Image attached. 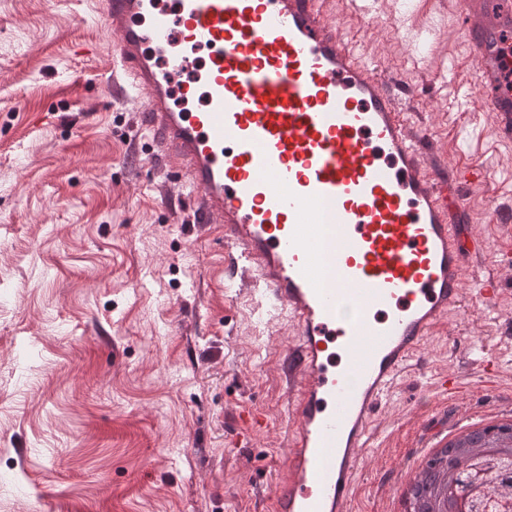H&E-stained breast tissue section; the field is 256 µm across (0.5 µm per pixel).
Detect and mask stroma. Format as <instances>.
I'll return each mask as SVG.
<instances>
[{
    "mask_svg": "<svg viewBox=\"0 0 512 512\" xmlns=\"http://www.w3.org/2000/svg\"><path fill=\"white\" fill-rule=\"evenodd\" d=\"M343 34L398 79L429 158L469 164L461 187L473 264L461 314L426 342L375 417L354 512H393L392 490L456 429L512 417V239L490 220L512 201V143L494 135L462 39L458 0H379L373 21L326 0ZM97 0H0V512H267L288 463L296 329L225 273L213 225L150 155L139 104L108 84L117 64ZM499 359L494 387L482 363ZM455 371L463 395L438 396Z\"/></svg>",
    "mask_w": 512,
    "mask_h": 512,
    "instance_id": "1",
    "label": "stroma"
}]
</instances>
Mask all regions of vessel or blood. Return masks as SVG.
Returning <instances> with one entry per match:
<instances>
[{
    "instance_id": "1",
    "label": "vessel or blood",
    "mask_w": 512,
    "mask_h": 512,
    "mask_svg": "<svg viewBox=\"0 0 512 512\" xmlns=\"http://www.w3.org/2000/svg\"><path fill=\"white\" fill-rule=\"evenodd\" d=\"M141 128L218 225L229 271L296 328L288 466L271 512H351L374 415L447 316L483 250L461 170L431 167L400 90L324 0H101ZM486 109L512 140V0H460ZM203 108L189 112L194 94Z\"/></svg>"
}]
</instances>
